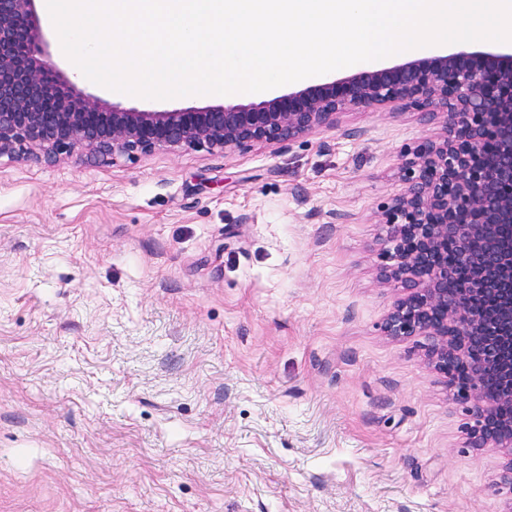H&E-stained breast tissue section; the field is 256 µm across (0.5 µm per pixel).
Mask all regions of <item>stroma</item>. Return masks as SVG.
<instances>
[{"label":"stroma","mask_w":512,"mask_h":512,"mask_svg":"<svg viewBox=\"0 0 512 512\" xmlns=\"http://www.w3.org/2000/svg\"><path fill=\"white\" fill-rule=\"evenodd\" d=\"M439 129L407 105L226 154L0 158V512H505L506 451L382 329L381 211Z\"/></svg>","instance_id":"obj_1"}]
</instances>
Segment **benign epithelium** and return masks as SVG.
<instances>
[{
	"instance_id": "1",
	"label": "benign epithelium",
	"mask_w": 512,
	"mask_h": 512,
	"mask_svg": "<svg viewBox=\"0 0 512 512\" xmlns=\"http://www.w3.org/2000/svg\"><path fill=\"white\" fill-rule=\"evenodd\" d=\"M35 2L0 0V157L54 163L88 151L110 163L160 148L226 153L310 135L372 107L414 103L442 115L443 133L405 159L404 189L382 212L380 276L402 290L384 329L425 337L434 368L466 405L473 445L512 453V44L454 46L259 103L105 111L48 63ZM458 270L467 280L448 287ZM486 295L491 312L478 307ZM456 364L465 366L461 379Z\"/></svg>"
}]
</instances>
